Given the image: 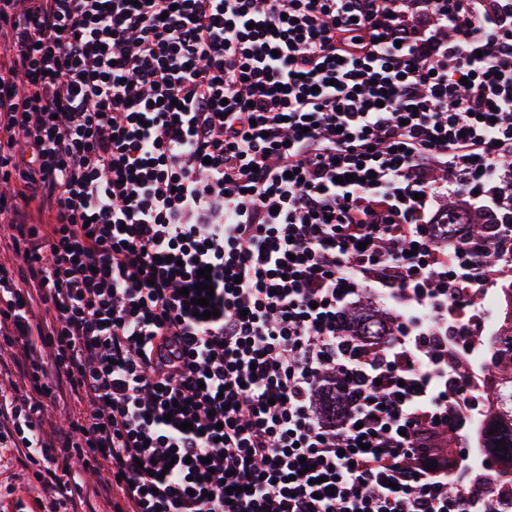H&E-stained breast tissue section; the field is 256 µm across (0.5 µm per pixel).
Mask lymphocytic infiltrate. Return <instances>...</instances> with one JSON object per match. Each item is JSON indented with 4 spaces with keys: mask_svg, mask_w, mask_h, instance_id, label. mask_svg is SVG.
I'll list each match as a JSON object with an SVG mask.
<instances>
[{
    "mask_svg": "<svg viewBox=\"0 0 512 512\" xmlns=\"http://www.w3.org/2000/svg\"><path fill=\"white\" fill-rule=\"evenodd\" d=\"M506 158L512 0H0V448L41 512L75 458L112 512H512L450 484ZM447 202L493 234L435 239ZM392 318L390 312H374L368 301L359 309L345 314V320L358 324L366 336L388 335Z\"/></svg>",
    "mask_w": 512,
    "mask_h": 512,
    "instance_id": "f902f5d3",
    "label": "lymphocytic infiltrate"
}]
</instances>
